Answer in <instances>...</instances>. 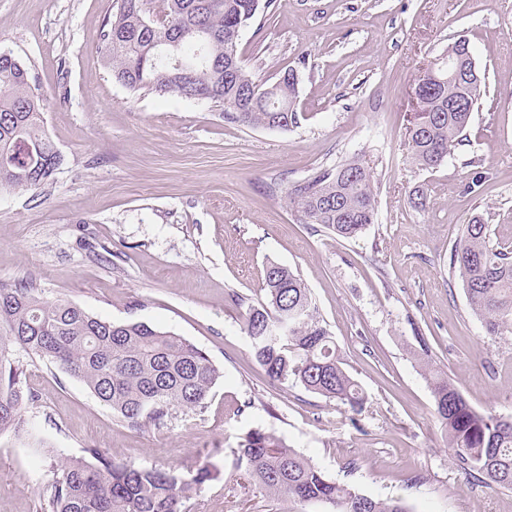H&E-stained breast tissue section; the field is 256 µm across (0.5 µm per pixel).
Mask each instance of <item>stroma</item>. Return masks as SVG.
Segmentation results:
<instances>
[{
    "instance_id": "obj_1",
    "label": "stroma",
    "mask_w": 512,
    "mask_h": 512,
    "mask_svg": "<svg viewBox=\"0 0 512 512\" xmlns=\"http://www.w3.org/2000/svg\"><path fill=\"white\" fill-rule=\"evenodd\" d=\"M115 0H0V48L29 69L60 163L35 190L0 195V282H32L112 322L142 321L207 352L221 372L204 410L159 426L117 422L53 364L28 365L29 434L0 435V512H35L57 463L86 447L139 468L211 478L185 512H326L249 491L232 462L249 431L274 432L337 482L410 512H512V492L451 460L424 366L475 410L512 417V335H487L449 272L463 224L512 241V0H271L239 47L256 77L299 74L296 127L229 124L223 107L134 93L101 65ZM470 41L486 92L438 168L407 160L421 68ZM374 167L378 213L359 238L303 223L289 185L354 156ZM485 182L466 185L474 171ZM427 207H411L415 191ZM309 288L365 410L254 361L244 318L269 263Z\"/></svg>"
}]
</instances>
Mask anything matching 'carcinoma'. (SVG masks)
<instances>
[{"mask_svg": "<svg viewBox=\"0 0 512 512\" xmlns=\"http://www.w3.org/2000/svg\"><path fill=\"white\" fill-rule=\"evenodd\" d=\"M118 0L103 29L101 58L116 82L133 92L177 96L224 107V122L288 131L297 123L299 76L294 68L273 82L242 65L238 45L262 0ZM460 37L448 45L457 77L438 81L434 65L418 73V117L407 128L410 159L420 170L440 166L460 145L484 83ZM43 105L28 70L0 50V193L42 185L60 163L44 130ZM288 205L307 224L350 241L374 223V170L362 157L325 167L293 183ZM449 271L464 288L469 310L489 336L512 334V246L492 242L475 216L463 225ZM264 300L249 309L244 330L252 356L267 377L291 382L361 412L367 395L343 367L310 291L290 268L271 264ZM19 348L79 380L122 424L161 425L177 410L206 407L220 377L208 354L188 339L144 322L102 320L62 299L47 300L28 281L0 283V434L26 432L36 395L24 386L26 368L12 359ZM438 420L454 463L489 488L512 491V419L473 409L448 377L430 378ZM235 468L268 498L321 503L330 512H409L399 498L374 499L329 479L272 432L254 430L234 451ZM210 479L201 467L184 479L156 467L116 464L98 448L56 467L38 500V512H182Z\"/></svg>", "mask_w": 512, "mask_h": 512, "instance_id": "carcinoma-1", "label": "carcinoma"}]
</instances>
